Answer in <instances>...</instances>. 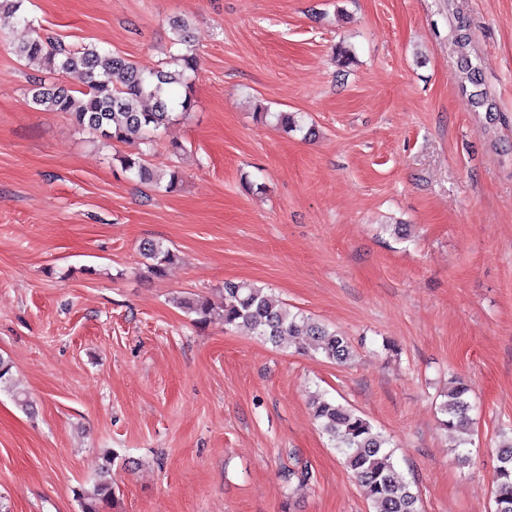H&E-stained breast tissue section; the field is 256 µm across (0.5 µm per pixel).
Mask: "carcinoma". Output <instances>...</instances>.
Returning <instances> with one entry per match:
<instances>
[{
  "instance_id": "obj_1",
  "label": "carcinoma",
  "mask_w": 512,
  "mask_h": 512,
  "mask_svg": "<svg viewBox=\"0 0 512 512\" xmlns=\"http://www.w3.org/2000/svg\"><path fill=\"white\" fill-rule=\"evenodd\" d=\"M18 15L31 28L29 37L13 46L15 55L41 70L53 73H77L84 88L71 90L48 87L39 76H31L32 103L47 112H62L79 128L105 144L138 143L146 149L120 155L122 169L140 180L155 179L146 156L152 150L159 131L180 115L190 111V94L179 97L176 87H189V73L197 71V57L187 52L171 57L165 66L144 71L119 54L100 51L95 46L71 49L54 42L34 29L25 13V0H0V13ZM148 270L163 275L174 263L175 253L159 241L148 240L141 247ZM180 307L195 315V322L224 321V328L274 345L283 340L296 349L314 351L335 363L352 357L348 340L299 311L293 312L274 299L265 289L247 282L224 283L219 301L198 297L179 301ZM10 361L0 357V390H6L19 406H30L27 393L16 386ZM470 389L455 378L448 386L446 400L438 410L442 425L461 435L458 445L469 442L471 434ZM313 418L330 444L343 456L346 467L364 488L373 512H421L420 498L413 483L397 469L389 439L371 423L348 407L317 396L311 403ZM115 494L112 457H104L92 485L74 490L82 512H104ZM491 512H512V438L504 439L496 451Z\"/></svg>"
}]
</instances>
